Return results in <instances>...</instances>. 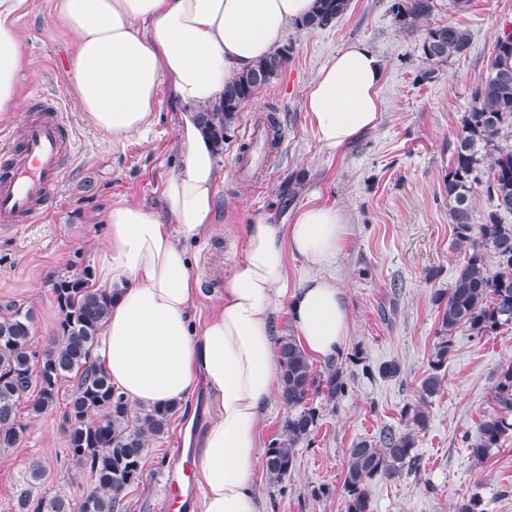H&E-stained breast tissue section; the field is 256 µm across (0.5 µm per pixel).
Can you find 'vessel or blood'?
<instances>
[{"label":"vessel or blood","instance_id":"b4317fda","mask_svg":"<svg viewBox=\"0 0 512 512\" xmlns=\"http://www.w3.org/2000/svg\"><path fill=\"white\" fill-rule=\"evenodd\" d=\"M64 126L59 106L52 103L26 118L20 138L7 130L0 132V153L6 158L0 166V226L45 219V206L63 183ZM191 477L190 461L176 456L166 483V512H189L195 495Z\"/></svg>","mask_w":512,"mask_h":512}]
</instances>
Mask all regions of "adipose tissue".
<instances>
[{
	"instance_id": "1",
	"label": "adipose tissue",
	"mask_w": 512,
	"mask_h": 512,
	"mask_svg": "<svg viewBox=\"0 0 512 512\" xmlns=\"http://www.w3.org/2000/svg\"><path fill=\"white\" fill-rule=\"evenodd\" d=\"M314 0H54L75 42L73 91L100 131L120 143L152 126L160 93L177 107L181 168L160 201L112 204L91 285L114 299L98 362L129 407L185 403L205 385L213 413L194 442L198 512H264L256 490L261 424L277 398L273 314L290 297L297 339L320 358L338 356L349 334L345 291L330 269L346 245L342 210L308 203L290 223L254 210L242 248L208 315L188 246L211 232L224 180L201 114L233 77L272 55ZM32 0H0V112L20 111L27 62L18 21ZM381 62L365 44L341 49L305 98L316 135L330 150L381 117Z\"/></svg>"
}]
</instances>
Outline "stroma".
<instances>
[{"mask_svg": "<svg viewBox=\"0 0 512 512\" xmlns=\"http://www.w3.org/2000/svg\"><path fill=\"white\" fill-rule=\"evenodd\" d=\"M393 0H351L348 11L324 28L289 27L288 59L247 103L224 143L215 230L191 246L192 270L203 286L208 311L211 282L223 278L241 247L237 233L248 211L272 209L288 223L296 207L315 202L340 208L347 220L344 252L331 273L344 287L350 329L338 357L348 393L330 404L314 398L318 426L300 444L297 464L282 486L258 471L256 488L266 512H344L346 450L373 438L383 426L401 424L403 406L415 399L437 341L435 290H448L465 254L456 249L448 219L445 176L453 141L484 76L497 36L512 29V0H434L432 15L413 31H399ZM452 24L469 39L466 54L443 64L424 61L418 50L427 28ZM19 28L31 64L18 83L19 112L0 118V129L19 128L45 102L60 104L73 134L68 173L40 224L0 231V313L32 310L33 342L42 345L58 320L54 283L89 277L104 243L108 207L119 201L155 205L165 178L180 169L175 151L177 114L160 95L155 120L142 136L113 142L82 112L72 90L74 46L52 12L51 0H32ZM361 42L380 59L382 115L379 124L342 150L324 148L304 108V94L318 70L345 46ZM276 112L278 147L267 161L243 172L240 145L249 122ZM399 361L402 371L380 378L377 366ZM512 361V325L490 336L455 333L441 392L429 406L430 422L415 448L418 470L369 484L371 512H454L459 496L476 492L486 512H512V437L476 463L467 448L479 423L492 413L494 374ZM211 416L205 388H197L169 431L153 441L138 484L127 491L123 512H164V475L183 445ZM26 429L15 448H0V512H14L16 488L31 460H43L36 493L65 496L78 504L90 488L73 468L60 412L22 415Z\"/></svg>", "mask_w": 512, "mask_h": 512, "instance_id": "stroma-1", "label": "stroma"}]
</instances>
